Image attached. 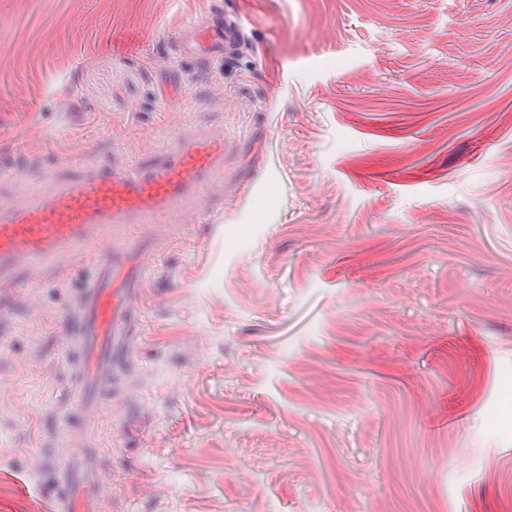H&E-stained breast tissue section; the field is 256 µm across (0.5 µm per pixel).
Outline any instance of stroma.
<instances>
[{
  "label": "stroma",
  "mask_w": 512,
  "mask_h": 512,
  "mask_svg": "<svg viewBox=\"0 0 512 512\" xmlns=\"http://www.w3.org/2000/svg\"><path fill=\"white\" fill-rule=\"evenodd\" d=\"M204 12L243 40L187 86ZM198 126L224 212L156 225L105 512H512V0H0V202ZM79 269L6 297L0 512L48 507Z\"/></svg>",
  "instance_id": "35a3bbf8"
}]
</instances>
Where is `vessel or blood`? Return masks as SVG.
Returning a JSON list of instances; mask_svg holds the SVG:
<instances>
[{"label": "vessel or blood", "mask_w": 512, "mask_h": 512, "mask_svg": "<svg viewBox=\"0 0 512 512\" xmlns=\"http://www.w3.org/2000/svg\"><path fill=\"white\" fill-rule=\"evenodd\" d=\"M172 58H219L227 33L218 19L192 17ZM224 164V134L177 140L131 169L89 166L59 178L51 191L19 190L0 204V288H27L28 309L41 315L40 289L50 262L77 258L91 276L63 321L72 374L60 437L47 467L53 478L48 512H102L111 494L104 460L91 440L102 408L120 393L122 360L134 349L144 274L169 250L167 237L131 238L126 230L177 211L186 224H204L223 211L210 177Z\"/></svg>", "instance_id": "b4317fda"}]
</instances>
